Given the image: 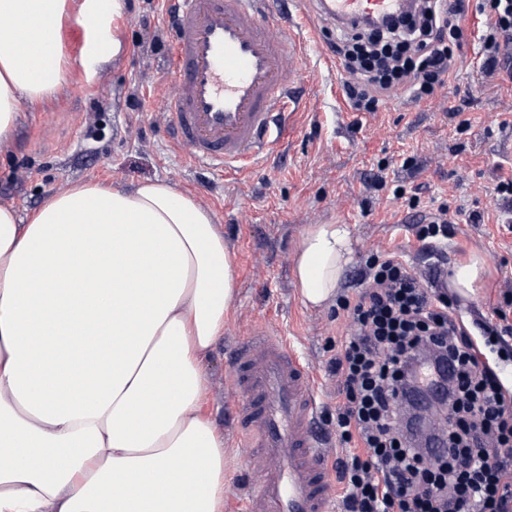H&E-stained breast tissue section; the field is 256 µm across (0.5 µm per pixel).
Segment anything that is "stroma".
<instances>
[{
  "instance_id": "1",
  "label": "stroma",
  "mask_w": 512,
  "mask_h": 512,
  "mask_svg": "<svg viewBox=\"0 0 512 512\" xmlns=\"http://www.w3.org/2000/svg\"><path fill=\"white\" fill-rule=\"evenodd\" d=\"M477 23L469 17L465 61L431 101L403 95L374 113L349 109L337 116L336 73L312 50L311 110L297 115L249 177L229 179L197 168L167 142L163 101L174 84L164 4L129 0L127 52L101 67L94 85L71 83L41 108H22L12 138L0 146V205L21 215L76 183L159 178L194 195L222 224L236 265V294L207 361L204 400L226 443L224 512H239L262 466L245 454L229 419L228 351L244 333L266 327L291 338L322 383L318 426L328 438L336 436L339 400L329 364L347 323L335 305L306 308L295 291L291 258L308 225L349 226L354 254L340 285L344 293L354 291L370 254L396 255L426 279L434 264L452 266L473 250L485 254L494 277L483 296L462 307L465 325L493 321L494 307L512 289V230L503 223V202L491 192L498 172L512 171V79L479 71ZM463 118L471 122L465 131L458 128ZM410 156L413 166H404ZM395 184L417 195L421 209L445 200L463 212L484 213L486 221L456 224L441 258L433 259L404 222L405 200L391 199Z\"/></svg>"
}]
</instances>
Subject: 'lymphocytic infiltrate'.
Masks as SVG:
<instances>
[{
  "mask_svg": "<svg viewBox=\"0 0 512 512\" xmlns=\"http://www.w3.org/2000/svg\"><path fill=\"white\" fill-rule=\"evenodd\" d=\"M472 10L483 17L481 72L512 77V0H418L384 27L341 31L333 50L350 107L374 112L402 93L433 97L451 76ZM363 280L336 303L351 328L332 362L345 512H512V392L482 354L512 347V294L477 339L453 299L395 257L370 255ZM412 381L444 388L448 418L436 433L445 456L426 452L411 429Z\"/></svg>",
  "mask_w": 512,
  "mask_h": 512,
  "instance_id": "lymphocytic-infiltrate-1",
  "label": "lymphocytic infiltrate"
}]
</instances>
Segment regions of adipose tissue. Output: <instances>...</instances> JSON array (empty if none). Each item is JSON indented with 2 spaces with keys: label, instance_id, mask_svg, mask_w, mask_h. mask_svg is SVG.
<instances>
[{
  "label": "adipose tissue",
  "instance_id": "1",
  "mask_svg": "<svg viewBox=\"0 0 512 512\" xmlns=\"http://www.w3.org/2000/svg\"><path fill=\"white\" fill-rule=\"evenodd\" d=\"M125 8L0 0V145L21 106L121 55ZM352 254L348 225L302 232L305 306L334 301ZM492 278L473 251L449 283L474 298ZM235 294L222 225L166 181L79 183L25 217L0 205V512H224V435L202 395Z\"/></svg>",
  "mask_w": 512,
  "mask_h": 512
}]
</instances>
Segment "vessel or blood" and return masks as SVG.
<instances>
[{
    "label": "vessel or blood",
    "instance_id": "vessel-or-blood-1",
    "mask_svg": "<svg viewBox=\"0 0 512 512\" xmlns=\"http://www.w3.org/2000/svg\"><path fill=\"white\" fill-rule=\"evenodd\" d=\"M173 95L163 101L172 147L198 167L237 176L278 144L300 111L306 38L300 0H165ZM405 0H312L330 25L395 18ZM230 385L246 452L264 465L246 512H335L317 383L290 341L253 329L231 351Z\"/></svg>",
    "mask_w": 512,
    "mask_h": 512
}]
</instances>
